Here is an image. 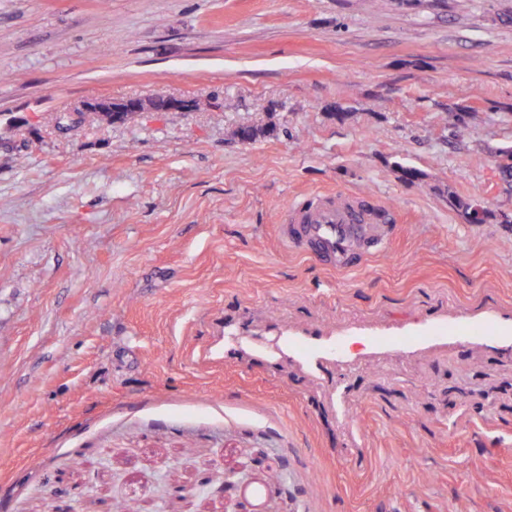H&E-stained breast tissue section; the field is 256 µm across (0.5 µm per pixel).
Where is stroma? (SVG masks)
<instances>
[{
    "mask_svg": "<svg viewBox=\"0 0 512 512\" xmlns=\"http://www.w3.org/2000/svg\"><path fill=\"white\" fill-rule=\"evenodd\" d=\"M508 148L512 0H0V512H512ZM347 192L384 252L281 242ZM157 98H129L121 101H112L111 99L91 100L86 101L82 105V109L74 114L82 116L84 112H89L95 114L102 120L115 123L123 121L139 112H188L187 107L189 99L173 96ZM160 102L162 105L158 107ZM393 216L369 195L338 194L290 204L278 230L288 248L346 270L382 251Z\"/></svg>",
    "mask_w": 512,
    "mask_h": 512,
    "instance_id": "1",
    "label": "stroma"
}]
</instances>
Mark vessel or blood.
<instances>
[{"instance_id":"obj_1","label":"vessel or blood","mask_w":512,"mask_h":512,"mask_svg":"<svg viewBox=\"0 0 512 512\" xmlns=\"http://www.w3.org/2000/svg\"><path fill=\"white\" fill-rule=\"evenodd\" d=\"M392 222V210L373 197L339 194L290 204L278 230L288 248L346 270L382 251Z\"/></svg>"}]
</instances>
